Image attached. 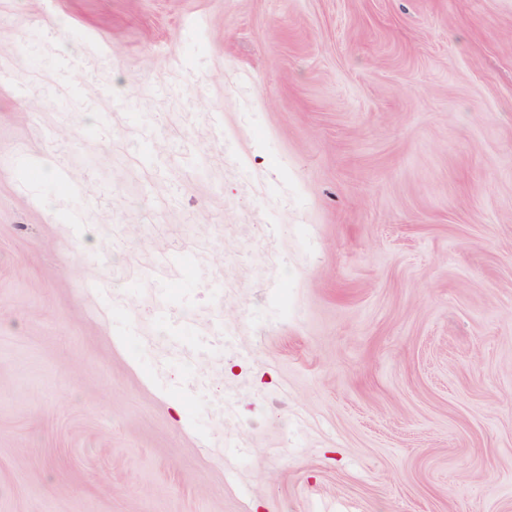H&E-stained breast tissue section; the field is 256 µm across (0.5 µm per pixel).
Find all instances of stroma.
I'll use <instances>...</instances> for the list:
<instances>
[{
	"label": "stroma",
	"mask_w": 512,
	"mask_h": 512,
	"mask_svg": "<svg viewBox=\"0 0 512 512\" xmlns=\"http://www.w3.org/2000/svg\"><path fill=\"white\" fill-rule=\"evenodd\" d=\"M0 512H512V0H0ZM192 260L188 250L180 251L165 257L158 265L148 271L139 272L137 278L161 277L169 272L184 271Z\"/></svg>",
	"instance_id": "35a3bbf8"
}]
</instances>
